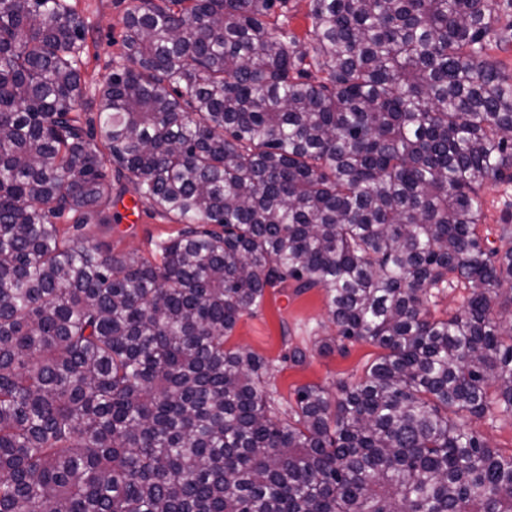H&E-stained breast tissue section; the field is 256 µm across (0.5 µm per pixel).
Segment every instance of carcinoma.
Instances as JSON below:
<instances>
[{
	"label": "carcinoma",
	"mask_w": 512,
	"mask_h": 512,
	"mask_svg": "<svg viewBox=\"0 0 512 512\" xmlns=\"http://www.w3.org/2000/svg\"><path fill=\"white\" fill-rule=\"evenodd\" d=\"M512 0H132L83 120L86 25L0 0V512H512ZM176 224L150 258L83 245L115 184ZM324 290L356 382L271 415L224 342L266 289ZM469 288L444 318L430 306ZM288 12V28L300 38L305 37L309 21L306 17L308 11L307 0H290ZM511 41L506 46L493 43L487 51V59L493 62L504 74L512 75V30ZM480 195L484 201L482 233L493 243L498 238L500 224H512V185L488 183L481 188ZM467 295L468 290L464 285L454 284L448 286L435 299V304L431 307V310L436 316H445L446 313L448 314V311L459 309ZM465 422L476 428L497 448L510 450L512 448V420H500L493 424L483 420H469Z\"/></svg>",
	"instance_id": "1"
}]
</instances>
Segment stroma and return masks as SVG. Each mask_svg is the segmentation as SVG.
I'll return each instance as SVG.
<instances>
[{
    "instance_id": "35a3bbf8",
    "label": "stroma",
    "mask_w": 512,
    "mask_h": 512,
    "mask_svg": "<svg viewBox=\"0 0 512 512\" xmlns=\"http://www.w3.org/2000/svg\"><path fill=\"white\" fill-rule=\"evenodd\" d=\"M72 3L83 14L88 27L82 55L83 107L85 119L92 120L97 116L94 90L112 72V59L119 51L122 20L129 0H72ZM480 194L484 201L482 233L493 243L501 225L512 224V186L489 183L481 188ZM132 198V192L123 193L121 200L114 202L113 213L121 217L123 202ZM177 231V224L145 205L140 209L137 223L121 217L114 232L103 224H88L75 231L73 237L85 244L108 241L115 250L146 256L155 243L176 235ZM332 332L324 290L314 288L298 294L293 288L277 287L267 289L258 311L239 320L225 345L230 349H248L271 363L267 388L274 398L273 411L280 415L294 404L300 386L316 384L330 388L341 380L356 381L378 353L370 344L350 340L345 353L319 354L317 341ZM294 345L306 351L303 364L295 365L284 359Z\"/></svg>"
}]
</instances>
